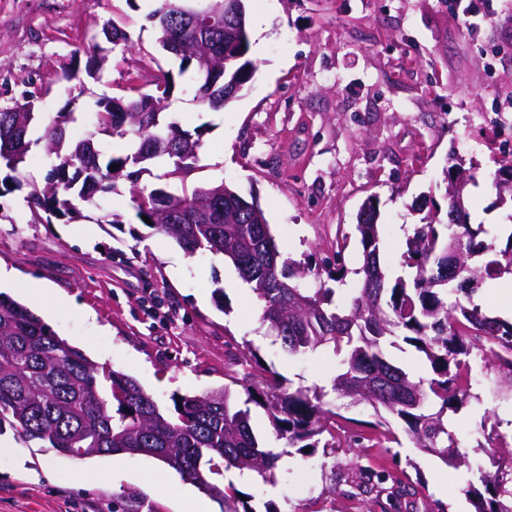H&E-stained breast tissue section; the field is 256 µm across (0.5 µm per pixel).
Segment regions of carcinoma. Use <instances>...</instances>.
<instances>
[{
	"label": "carcinoma",
	"mask_w": 512,
	"mask_h": 512,
	"mask_svg": "<svg viewBox=\"0 0 512 512\" xmlns=\"http://www.w3.org/2000/svg\"><path fill=\"white\" fill-rule=\"evenodd\" d=\"M179 0H159L150 18L162 15L167 28L159 40H182L192 32L183 27ZM208 50L223 62L225 87L248 84L256 71L244 49L224 47V32L215 31ZM174 83L163 72L153 81L155 92H140L119 103L109 101L96 112L94 130L74 141L67 126L71 112H59L38 141L54 158L44 183L34 185L27 203L46 221L74 218L85 206L114 192L118 182L135 183L131 166L171 164L174 171L197 156L201 133L182 129L164 115V101ZM39 97L0 110V166L9 171L4 182L25 179L31 148L28 139L38 119ZM133 134L138 147L110 156L101 164L98 136ZM211 189L197 188L175 195L164 188L137 194V216L152 221L150 228L174 240L189 255H221L236 267L264 303L263 322L281 340L289 355H306L329 348L340 366L330 391L308 389L272 378L245 376L231 382L242 388L243 404L231 400L229 386L204 395L174 394L163 410L138 381L106 369L62 339L45 319L0 292V436L11 431L70 458L113 453L145 454L178 471L218 499L224 512H254L233 481L216 484L212 475L229 472H273L280 454L262 444L250 423V405L263 408L276 436L288 443L310 440L329 430L339 413L326 400L367 403L405 424L404 432L424 454L456 463L457 441L448 428V410L470 397L469 359H480L486 370L506 369L512 376V323L488 316L473 295L503 268L512 269V240L482 267L469 258L492 250L478 239L481 229L454 222L455 201L448 196L447 222L424 217L407 238L403 266L410 279L391 278L381 263L377 212L362 207L356 231L363 262L355 271L357 288L346 302L332 305L334 289L327 281L345 285L346 246L336 247L327 281L308 288L310 272L281 259L265 214L240 206L239 195L224 188L220 210L205 212ZM422 352L434 377L414 379L391 361L384 344L396 332ZM384 474L359 469L356 489L363 495L379 492ZM481 486H468L475 512H512V469L479 475Z\"/></svg>",
	"instance_id": "cac0c4a2"
}]
</instances>
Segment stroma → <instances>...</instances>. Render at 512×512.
<instances>
[{
    "label": "stroma",
    "mask_w": 512,
    "mask_h": 512,
    "mask_svg": "<svg viewBox=\"0 0 512 512\" xmlns=\"http://www.w3.org/2000/svg\"><path fill=\"white\" fill-rule=\"evenodd\" d=\"M154 0H0V109L40 97L42 121L75 113L72 139L92 129L98 103L148 88L176 72L166 115L183 129L202 128V146L178 174L147 166L139 189L179 193L224 183L257 199L283 257L321 267L346 236L345 263L362 264L356 214L377 203L381 258L392 275L424 214L446 216L449 161L470 180L463 192L472 223L487 243L512 239V195L492 176L512 156V0L481 5L474 31L457 20L452 0H245L250 58L258 69L242 96L214 110L198 102L190 75L160 48L149 18ZM128 41L112 44L106 24ZM103 58L95 76L89 56ZM116 191L81 217L34 219L25 190L0 197V291L43 315L91 360L133 376L161 407L173 394L230 387V373L250 371L253 356L293 385L325 386L338 370L330 354L291 356L262 324L263 304L231 262L189 256L137 217L130 192ZM117 213L120 223H105ZM38 280L66 299L49 307L25 293ZM339 439L363 436L358 460L346 448L326 455L275 437L264 409H251L255 432L282 450L273 482L237 478L254 512H397L387 494L362 496L359 468L389 474L415 494L420 512H473L465 497L468 465L512 467V447L487 451L485 434L512 433V384L475 374L467 403L454 415L464 466L421 453L397 419L364 403L340 401ZM0 512H112L114 496L132 492L127 512H180L185 479L144 455L83 459L84 481L67 473L72 458L12 434L0 437Z\"/></svg>",
    "instance_id": "stroma-1"
}]
</instances>
